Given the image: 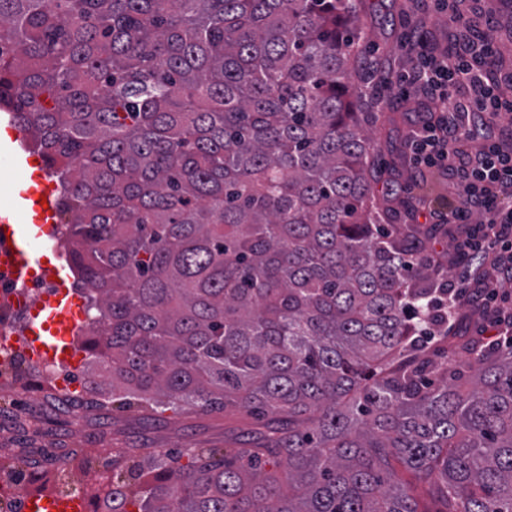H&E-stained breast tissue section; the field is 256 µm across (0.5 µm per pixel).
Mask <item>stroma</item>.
<instances>
[{"label":"stroma","instance_id":"obj_1","mask_svg":"<svg viewBox=\"0 0 512 512\" xmlns=\"http://www.w3.org/2000/svg\"><path fill=\"white\" fill-rule=\"evenodd\" d=\"M366 41L362 58L377 61L381 70L398 75L415 62L420 44L439 51L449 46L452 22L439 12L435 0H360ZM492 15H478L474 32L494 31L501 69L512 68V0H494ZM424 96L409 89L404 102L385 107L373 125L382 148L383 172L373 185L376 200L390 208L394 223L418 224L427 229L424 253L441 257L442 279L457 288L466 270L455 264L454 240L438 226L455 201L452 184L441 170H420L412 163L404 141L418 119L416 109ZM21 387L13 394L0 393V474L12 476L29 458H65L64 479L36 476L35 485L62 493V480H78L86 490L87 512H100L95 496L102 466L79 465L73 452L89 448H127L144 443L152 448H219L233 456L238 448L232 432H225L223 411L205 415L187 410L148 406L102 405L99 397L83 392L63 395L29 372L19 375Z\"/></svg>","mask_w":512,"mask_h":512}]
</instances>
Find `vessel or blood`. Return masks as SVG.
Listing matches in <instances>:
<instances>
[{"instance_id": "1", "label": "vessel or blood", "mask_w": 512, "mask_h": 512, "mask_svg": "<svg viewBox=\"0 0 512 512\" xmlns=\"http://www.w3.org/2000/svg\"><path fill=\"white\" fill-rule=\"evenodd\" d=\"M24 209H17L13 193L0 194V259L7 262L18 276L40 270L64 280V267L52 264L47 254H36L35 246H47L46 232L56 216L54 198H41L39 192L24 196ZM82 315L78 302L68 289L62 288L49 300L31 311L25 347L34 359L66 363L73 360V342ZM27 506L34 512H84L80 496L53 497L31 494Z\"/></svg>"}]
</instances>
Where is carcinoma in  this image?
<instances>
[{"label":"carcinoma","instance_id":"carcinoma-1","mask_svg":"<svg viewBox=\"0 0 512 512\" xmlns=\"http://www.w3.org/2000/svg\"><path fill=\"white\" fill-rule=\"evenodd\" d=\"M362 33L353 0H0V110L58 178L93 361L265 418L232 459L122 450L106 512H429L431 482L512 512V345L458 336L441 372L409 321L449 291L374 202Z\"/></svg>","mask_w":512,"mask_h":512}]
</instances>
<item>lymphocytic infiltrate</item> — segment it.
Listing matches in <instances>:
<instances>
[{"label": "lymphocytic infiltrate", "instance_id": "f902f5d3", "mask_svg": "<svg viewBox=\"0 0 512 512\" xmlns=\"http://www.w3.org/2000/svg\"><path fill=\"white\" fill-rule=\"evenodd\" d=\"M438 6L466 35L454 52H420L413 67L397 78L429 100L412 133L411 148L418 164L451 172L457 202L445 221L470 225L465 248L483 251L493 267L512 271V151L493 137L471 153L460 147L462 140L473 137L472 122L512 112V99L500 91L501 82H511L512 74L499 73L492 34L470 37L472 16L463 0H438Z\"/></svg>", "mask_w": 512, "mask_h": 512}]
</instances>
